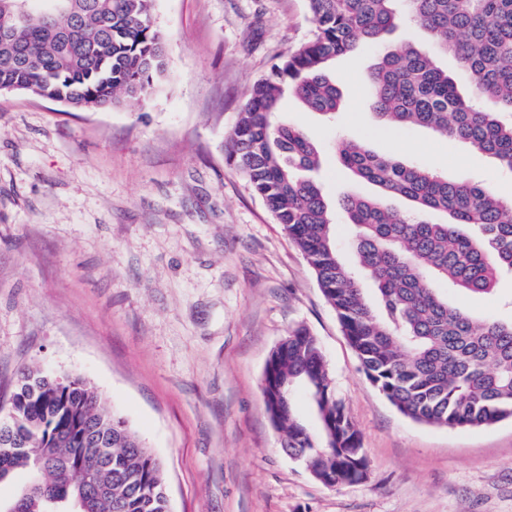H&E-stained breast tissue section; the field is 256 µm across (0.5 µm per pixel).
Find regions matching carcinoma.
<instances>
[{"label":"carcinoma","instance_id":"obj_1","mask_svg":"<svg viewBox=\"0 0 512 512\" xmlns=\"http://www.w3.org/2000/svg\"><path fill=\"white\" fill-rule=\"evenodd\" d=\"M308 9L310 37L253 85L226 162L299 247L365 377L402 415L450 428L512 419V319L478 317L435 287L442 281L490 294L501 274L512 273V202L467 179L377 154L362 140L342 142L341 165L378 189L342 199L354 226L357 263L349 265L312 177L321 153L302 130L277 120L288 93L313 112H339L331 63L361 43L380 44L368 100L384 129L429 128L512 172V0H308ZM405 18L455 60L469 95L414 44H383ZM2 28L0 88L74 110L145 99L166 70L154 0H0ZM475 99L493 108H477ZM393 198L407 208L389 206ZM432 212L450 221L433 223ZM266 382L262 393L283 451L327 487L360 481L365 450L316 337L298 327L283 338L266 361ZM297 384L308 388L316 432L297 412ZM10 408L16 419L0 430V484L19 473L28 479L0 501V512H69L76 503L79 512H170L160 462L82 377L30 370Z\"/></svg>","mask_w":512,"mask_h":512}]
</instances>
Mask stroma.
Returning <instances> with one entry per match:
<instances>
[{"label":"stroma","instance_id":"obj_1","mask_svg":"<svg viewBox=\"0 0 512 512\" xmlns=\"http://www.w3.org/2000/svg\"><path fill=\"white\" fill-rule=\"evenodd\" d=\"M167 71L146 103L85 112L0 92V406L23 370L82 376L161 460L170 512H512V421L416 423L366 379L300 249L225 161L253 84L312 29L307 0H155ZM377 47L336 58L335 121L292 95L282 121L323 150L319 182L353 262L345 195L374 194L336 161L340 137L512 200V174L465 144L376 130ZM494 293L449 292L512 318ZM297 327L320 344L358 429L367 474L328 488L281 449L262 395Z\"/></svg>","mask_w":512,"mask_h":512}]
</instances>
